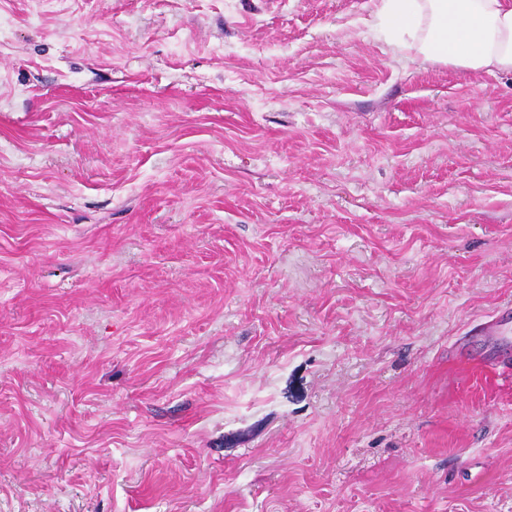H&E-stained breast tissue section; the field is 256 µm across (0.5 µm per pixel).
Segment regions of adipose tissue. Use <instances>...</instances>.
<instances>
[{"mask_svg":"<svg viewBox=\"0 0 512 512\" xmlns=\"http://www.w3.org/2000/svg\"><path fill=\"white\" fill-rule=\"evenodd\" d=\"M375 17L412 35L419 59L481 76L512 73V0H371Z\"/></svg>","mask_w":512,"mask_h":512,"instance_id":"ef3b65f1","label":"adipose tissue"}]
</instances>
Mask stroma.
Segmentation results:
<instances>
[{"label":"stroma","mask_w":512,"mask_h":512,"mask_svg":"<svg viewBox=\"0 0 512 512\" xmlns=\"http://www.w3.org/2000/svg\"><path fill=\"white\" fill-rule=\"evenodd\" d=\"M512 74L369 0H0V512H512Z\"/></svg>","instance_id":"obj_1"}]
</instances>
